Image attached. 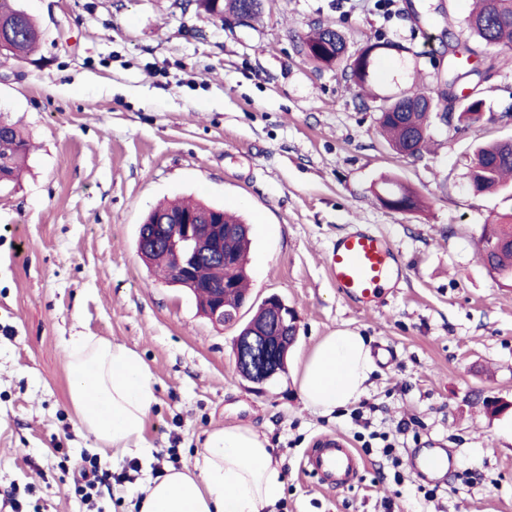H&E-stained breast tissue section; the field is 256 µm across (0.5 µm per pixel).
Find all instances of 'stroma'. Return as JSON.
Masks as SVG:
<instances>
[{"label": "stroma", "instance_id": "1", "mask_svg": "<svg viewBox=\"0 0 512 512\" xmlns=\"http://www.w3.org/2000/svg\"><path fill=\"white\" fill-rule=\"evenodd\" d=\"M19 4L44 37L30 60L0 57V113L35 145L21 180L0 189V492L24 512H138L136 489L156 468L193 466L205 431L244 424L282 460L275 512H512V286L479 256L484 225L512 198L466 185L479 145L512 140V70L478 86L495 121L433 123L420 156L394 154L377 126L383 98L414 76L439 94L446 18L463 20L464 0H264L249 26L176 0ZM319 22L353 53L390 43L368 90L297 52ZM388 179L417 191L422 208L385 207ZM183 197L251 228L243 319L271 295L297 312L287 371L265 391L236 369V328L215 327L137 253L146 214ZM355 224L407 269L358 305L325 264ZM339 329L372 340L367 418L401 458L395 468L365 457L344 487L306 470L305 455L326 434L361 448L362 428L351 409L306 407L298 387L307 356ZM79 335L134 349L157 397L137 473L91 507L76 492L86 461L118 472L130 457L98 448L76 420L63 348ZM486 399L509 408L486 414ZM437 449L451 468L419 475L417 456Z\"/></svg>", "mask_w": 512, "mask_h": 512}]
</instances>
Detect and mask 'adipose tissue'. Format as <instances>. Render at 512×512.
<instances>
[{"instance_id": "1", "label": "adipose tissue", "mask_w": 512, "mask_h": 512, "mask_svg": "<svg viewBox=\"0 0 512 512\" xmlns=\"http://www.w3.org/2000/svg\"><path fill=\"white\" fill-rule=\"evenodd\" d=\"M77 422L100 447L143 453L156 396L148 366L132 348L96 336H74L64 349ZM374 368L365 336H325L300 375L305 404L320 413L356 402ZM283 490L281 469L265 436L246 425L207 432L193 468H166L140 488V512H267Z\"/></svg>"}]
</instances>
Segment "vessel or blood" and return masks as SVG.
I'll use <instances>...</instances> for the list:
<instances>
[{
  "label": "vessel or blood",
  "mask_w": 512,
  "mask_h": 512,
  "mask_svg": "<svg viewBox=\"0 0 512 512\" xmlns=\"http://www.w3.org/2000/svg\"><path fill=\"white\" fill-rule=\"evenodd\" d=\"M327 265L338 292L354 303L377 294L391 273H406L376 234L359 227L337 238L327 254ZM307 457L311 470L327 481L349 482L360 469L359 458L339 436L318 439Z\"/></svg>",
  "instance_id": "1"
}]
</instances>
